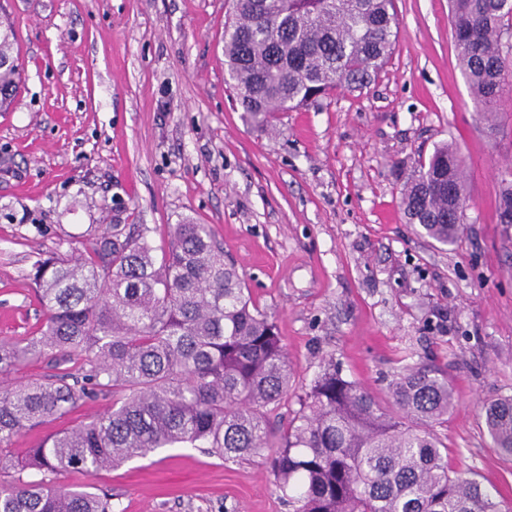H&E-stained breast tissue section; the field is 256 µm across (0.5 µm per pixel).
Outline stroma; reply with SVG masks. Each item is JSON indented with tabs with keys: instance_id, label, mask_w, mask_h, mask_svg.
I'll list each match as a JSON object with an SVG mask.
<instances>
[{
	"instance_id": "obj_1",
	"label": "stroma",
	"mask_w": 512,
	"mask_h": 512,
	"mask_svg": "<svg viewBox=\"0 0 512 512\" xmlns=\"http://www.w3.org/2000/svg\"><path fill=\"white\" fill-rule=\"evenodd\" d=\"M16 31L17 102L0 112V339L36 335L35 264L74 254L115 224L211 225L288 354L284 425L325 360L386 401L394 375L429 365L455 407L436 425L451 463L512 512V460L492 448L483 406L512 395V96L489 128L458 64L448 0H395L399 33L378 79L253 130L225 81L232 0H0ZM452 144L466 172L458 242L407 223L402 189ZM105 400L17 438L16 455L93 418ZM267 452L227 463L160 448L89 478L113 512H292Z\"/></svg>"
}]
</instances>
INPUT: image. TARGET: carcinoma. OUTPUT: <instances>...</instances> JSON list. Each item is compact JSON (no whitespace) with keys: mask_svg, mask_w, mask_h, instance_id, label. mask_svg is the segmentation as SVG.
Wrapping results in <instances>:
<instances>
[{"mask_svg":"<svg viewBox=\"0 0 512 512\" xmlns=\"http://www.w3.org/2000/svg\"><path fill=\"white\" fill-rule=\"evenodd\" d=\"M224 64L247 121L266 132L279 115L362 90L397 36L394 0H233ZM457 60L486 120L512 93V0H448ZM16 33L0 22V112L15 103ZM455 191V198L448 190ZM466 207L455 148L438 146L408 177L404 214L420 233L457 243L452 200ZM161 256L140 224H114L79 255L38 264L39 335L0 340V376L45 360L46 379L0 387V512H112V494L66 488L55 476L94 477L159 448L188 445L224 462L273 449L269 468L293 512H502L470 473L448 461L433 432L454 408L448 376L412 367L388 385L394 411L328 360L285 427L267 407L292 388L275 325L209 224H168ZM79 364L72 373L65 365ZM107 411L28 448L21 434L91 399ZM492 447L512 457V396L483 406Z\"/></svg>","mask_w":512,"mask_h":512,"instance_id":"cac0c4a2","label":"carcinoma"}]
</instances>
